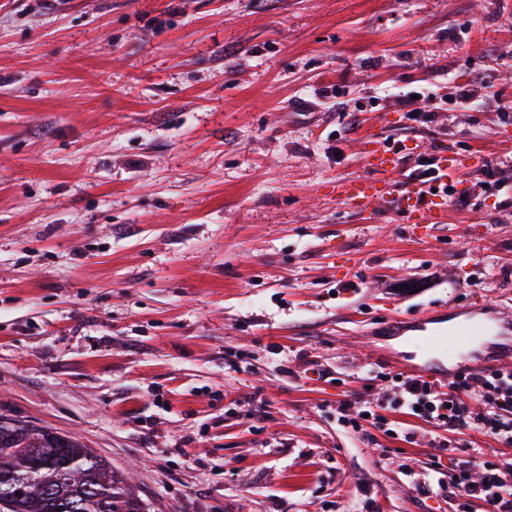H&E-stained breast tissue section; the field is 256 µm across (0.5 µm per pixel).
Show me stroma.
I'll return each instance as SVG.
<instances>
[{"mask_svg":"<svg viewBox=\"0 0 512 512\" xmlns=\"http://www.w3.org/2000/svg\"><path fill=\"white\" fill-rule=\"evenodd\" d=\"M510 103L512 0H0V413L77 437L148 512H456L401 470L426 437L383 460L331 406L382 388L362 344L387 318L512 316V208L479 188ZM375 126L417 143L409 170L479 157L442 221L337 200Z\"/></svg>","mask_w":512,"mask_h":512,"instance_id":"1","label":"stroma"}]
</instances>
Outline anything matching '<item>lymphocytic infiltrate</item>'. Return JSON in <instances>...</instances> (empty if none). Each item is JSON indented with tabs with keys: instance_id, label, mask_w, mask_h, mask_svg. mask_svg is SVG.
Segmentation results:
<instances>
[{
	"instance_id": "f902f5d3",
	"label": "lymphocytic infiltrate",
	"mask_w": 512,
	"mask_h": 512,
	"mask_svg": "<svg viewBox=\"0 0 512 512\" xmlns=\"http://www.w3.org/2000/svg\"><path fill=\"white\" fill-rule=\"evenodd\" d=\"M390 391L369 401L343 398L336 403L339 421L363 440L375 442L382 412L402 416L393 438L414 442L411 420L421 421L437 448L435 463L448 465V495L478 502L482 512H512V461L458 457L462 435L476 432L500 447H512V369L486 368L457 374L447 389L419 376L385 372Z\"/></svg>"
}]
</instances>
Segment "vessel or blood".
Here are the masks:
<instances>
[{
	"label": "vessel or blood",
	"mask_w": 512,
	"mask_h": 512,
	"mask_svg": "<svg viewBox=\"0 0 512 512\" xmlns=\"http://www.w3.org/2000/svg\"><path fill=\"white\" fill-rule=\"evenodd\" d=\"M476 163L474 156L446 151L437 165L442 180L448 181ZM402 167L400 154L387 147L382 131L372 130L365 152V175L337 184L336 193L344 207L354 213L387 208L409 224L432 223L441 218L446 211L444 194L428 184L411 185L399 180L397 174ZM432 326L446 330L447 351L425 344L423 334ZM386 329L392 338L400 340L401 346L381 353L380 362L443 384L455 375L448 366L451 355L482 343L491 333L484 316L471 310L446 308L427 309L415 319H390Z\"/></svg>",
	"instance_id": "b4317fda"
}]
</instances>
